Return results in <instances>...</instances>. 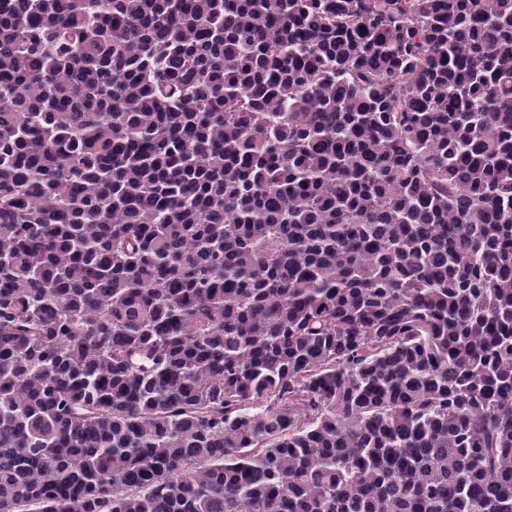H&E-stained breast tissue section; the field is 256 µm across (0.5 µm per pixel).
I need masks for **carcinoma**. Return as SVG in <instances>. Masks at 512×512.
Masks as SVG:
<instances>
[{"mask_svg":"<svg viewBox=\"0 0 512 512\" xmlns=\"http://www.w3.org/2000/svg\"><path fill=\"white\" fill-rule=\"evenodd\" d=\"M0 512H512V0H0Z\"/></svg>","mask_w":512,"mask_h":512,"instance_id":"1","label":"carcinoma"}]
</instances>
